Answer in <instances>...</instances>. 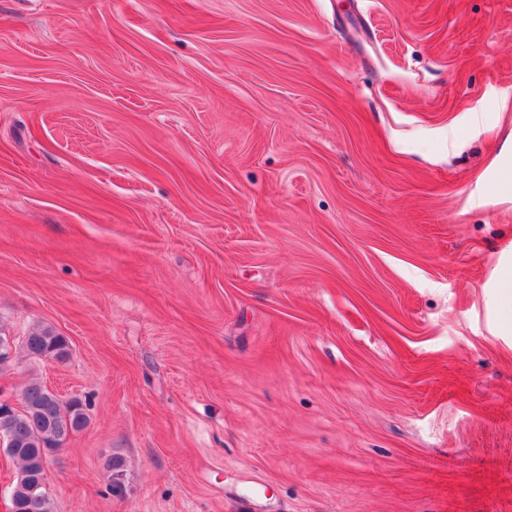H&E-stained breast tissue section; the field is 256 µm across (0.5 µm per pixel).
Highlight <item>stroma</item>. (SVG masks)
Instances as JSON below:
<instances>
[{
  "instance_id": "1",
  "label": "stroma",
  "mask_w": 512,
  "mask_h": 512,
  "mask_svg": "<svg viewBox=\"0 0 512 512\" xmlns=\"http://www.w3.org/2000/svg\"><path fill=\"white\" fill-rule=\"evenodd\" d=\"M511 179L512 0H0L54 512H512ZM17 347L26 357L32 359L53 358L64 361L70 355V346L66 337L56 333L50 327L31 331L25 336L23 342L16 346L15 353Z\"/></svg>"
}]
</instances>
